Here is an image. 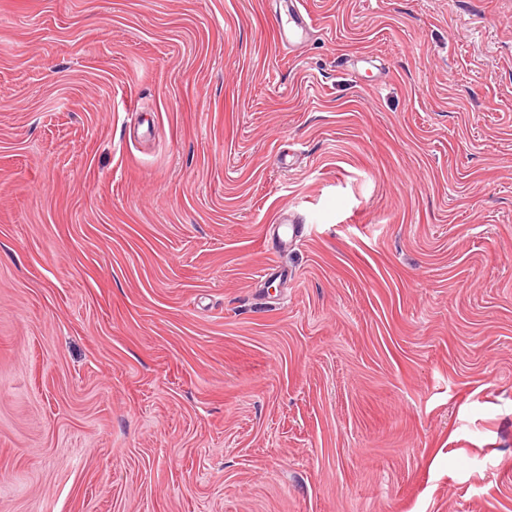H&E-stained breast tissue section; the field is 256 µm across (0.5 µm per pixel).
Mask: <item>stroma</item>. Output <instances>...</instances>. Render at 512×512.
<instances>
[{"instance_id": "35a3bbf8", "label": "stroma", "mask_w": 512, "mask_h": 512, "mask_svg": "<svg viewBox=\"0 0 512 512\" xmlns=\"http://www.w3.org/2000/svg\"><path fill=\"white\" fill-rule=\"evenodd\" d=\"M287 2L0 0V512H512V0ZM310 14L305 2L295 0L291 3L285 22L281 19V40L288 43H300L305 40L309 28Z\"/></svg>"}]
</instances>
